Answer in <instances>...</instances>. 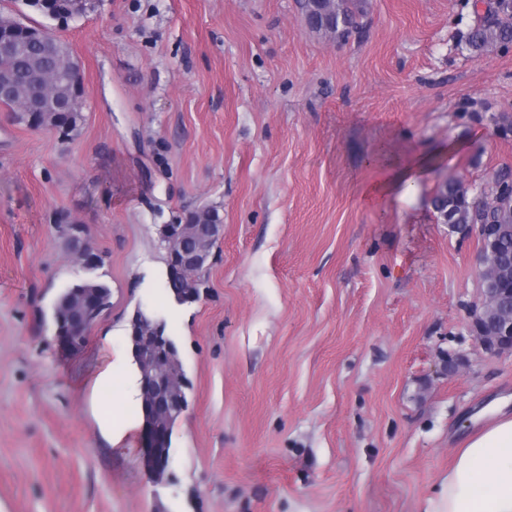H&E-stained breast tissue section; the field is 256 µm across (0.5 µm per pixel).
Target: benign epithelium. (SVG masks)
Instances as JSON below:
<instances>
[{
    "instance_id": "1",
    "label": "benign epithelium",
    "mask_w": 512,
    "mask_h": 512,
    "mask_svg": "<svg viewBox=\"0 0 512 512\" xmlns=\"http://www.w3.org/2000/svg\"><path fill=\"white\" fill-rule=\"evenodd\" d=\"M31 4L52 18L68 23L80 20L91 8L93 0H31ZM29 42H38L45 52L55 53L56 39L46 30H30L17 20L7 26L0 25V48ZM42 93L53 99L55 111H71L68 101L59 100L54 95V79L48 74L43 80ZM158 233L160 241L169 251L170 263L180 273L193 279L197 271L207 265L211 244L223 235V220L215 215L210 224H194L188 220L182 224H162ZM71 239L77 256L81 257L89 251L87 233L82 226H76ZM499 305L498 290L486 288L480 294V302L470 312V330L479 346L490 354L512 350V319L491 323ZM73 312V328H57L56 338L64 346L79 348L86 342L96 319L94 311L82 302L74 304ZM490 323L493 324L491 328L488 327ZM137 325L143 335H133L131 339L139 342L137 384L142 411L140 450L149 479L159 483L167 475L170 460L165 448L168 432L163 430L162 422L171 415L179 416L187 411L188 403L181 393L187 381L176 362L173 340L159 331H151L145 313L137 318Z\"/></svg>"
}]
</instances>
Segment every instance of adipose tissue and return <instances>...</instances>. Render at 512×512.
I'll return each mask as SVG.
<instances>
[{
  "label": "adipose tissue",
  "mask_w": 512,
  "mask_h": 512,
  "mask_svg": "<svg viewBox=\"0 0 512 512\" xmlns=\"http://www.w3.org/2000/svg\"><path fill=\"white\" fill-rule=\"evenodd\" d=\"M414 186L412 168L396 173L381 169L378 178L363 186V200L380 206L397 190ZM92 394L100 406V433L119 446L132 429L124 418L129 398L137 397L134 366L129 354L114 353L92 382ZM512 401L502 397L475 417L478 429L467 435L436 491L428 497L425 512H512Z\"/></svg>",
  "instance_id": "1"
}]
</instances>
